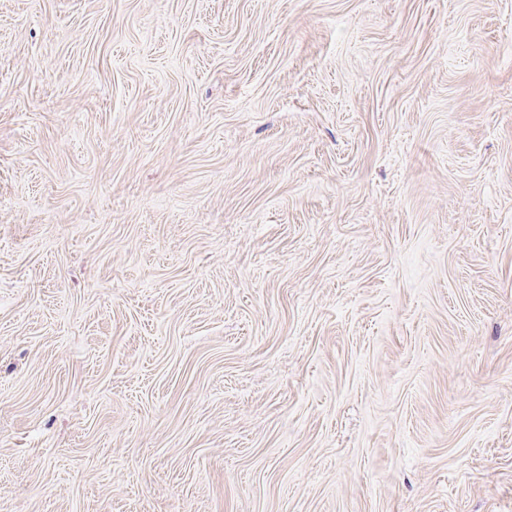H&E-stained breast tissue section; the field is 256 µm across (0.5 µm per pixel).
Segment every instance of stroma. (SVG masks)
Listing matches in <instances>:
<instances>
[{"label": "stroma", "mask_w": 512, "mask_h": 512, "mask_svg": "<svg viewBox=\"0 0 512 512\" xmlns=\"http://www.w3.org/2000/svg\"><path fill=\"white\" fill-rule=\"evenodd\" d=\"M0 512H512V0H0Z\"/></svg>", "instance_id": "1"}]
</instances>
